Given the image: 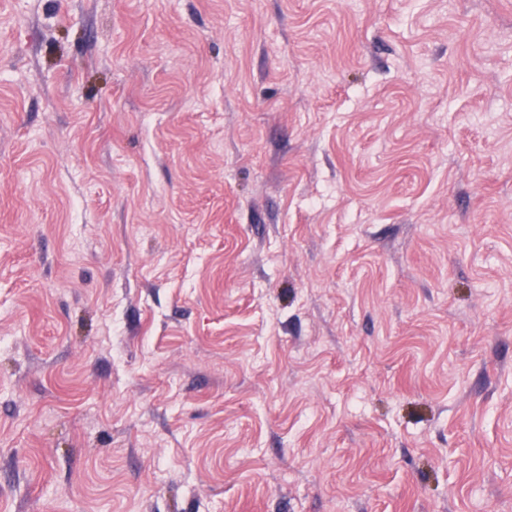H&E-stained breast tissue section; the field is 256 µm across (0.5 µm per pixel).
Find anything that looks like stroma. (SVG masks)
Wrapping results in <instances>:
<instances>
[{
  "label": "stroma",
  "mask_w": 512,
  "mask_h": 512,
  "mask_svg": "<svg viewBox=\"0 0 512 512\" xmlns=\"http://www.w3.org/2000/svg\"><path fill=\"white\" fill-rule=\"evenodd\" d=\"M0 512H512V0H0Z\"/></svg>",
  "instance_id": "obj_1"
}]
</instances>
